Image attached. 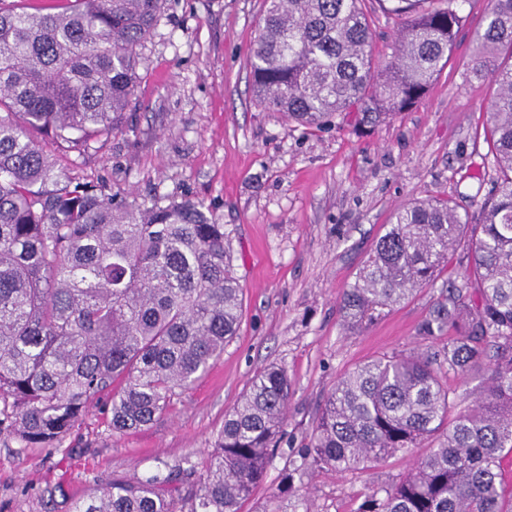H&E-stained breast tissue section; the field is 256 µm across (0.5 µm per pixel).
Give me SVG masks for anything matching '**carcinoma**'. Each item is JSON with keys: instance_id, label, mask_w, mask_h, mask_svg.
<instances>
[{"instance_id": "cac0c4a2", "label": "carcinoma", "mask_w": 512, "mask_h": 512, "mask_svg": "<svg viewBox=\"0 0 512 512\" xmlns=\"http://www.w3.org/2000/svg\"><path fill=\"white\" fill-rule=\"evenodd\" d=\"M21 2L0 7V433L57 448L101 395L115 433L164 415L235 336L243 285L224 225L203 203L118 200L64 176L31 136L82 154L123 128L136 47L163 0H64L38 15ZM363 2L265 0L250 61L256 100L307 129L354 106L375 125L418 104L463 26L457 0H388L403 24L384 64ZM478 41L471 72L496 86L488 122L498 163L481 219L446 199L396 209L341 295L344 321L361 328L435 286L464 243V283L422 326L456 336L347 372L301 450L303 462L344 474L433 441L363 512H512L500 481L512 456V0H495ZM476 369L488 373L484 398L448 419L444 379ZM291 393L286 368L267 365L184 487L166 463V474L112 478L73 512H238L266 478Z\"/></svg>"}]
</instances>
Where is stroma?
I'll use <instances>...</instances> for the list:
<instances>
[{
    "mask_svg": "<svg viewBox=\"0 0 512 512\" xmlns=\"http://www.w3.org/2000/svg\"><path fill=\"white\" fill-rule=\"evenodd\" d=\"M493 0H460L464 25L448 63L413 108L373 128L359 112L306 130L265 109L250 91V55L263 0H165L137 48L139 79L121 131L84 154L59 155L68 175L102 182L130 199L202 201L229 235L244 285L243 318L223 356L178 391L153 425L119 434L106 399L54 451L0 435V512H68L113 477L141 478L162 463L197 464L224 414L267 364L292 383L287 425L265 482L240 512H286L282 471L311 439L327 394L348 371L392 351L447 345L422 325L443 283L461 282L464 250L449 253L440 286L417 291L352 330L340 297L394 210L445 197L477 217L495 175L483 131L494 96L470 74L474 40ZM377 61L390 60L401 27L381 0H366ZM421 449L352 473L305 467L295 487L312 512H359L378 487L405 475Z\"/></svg>",
    "mask_w": 512,
    "mask_h": 512,
    "instance_id": "1",
    "label": "stroma"
}]
</instances>
